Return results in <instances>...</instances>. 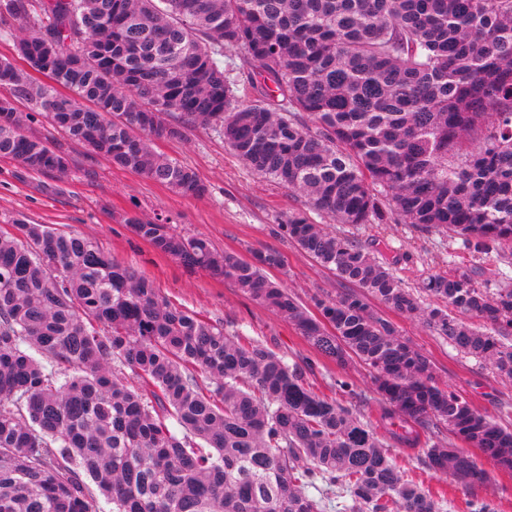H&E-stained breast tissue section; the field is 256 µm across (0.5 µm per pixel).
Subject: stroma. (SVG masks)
Returning <instances> with one entry per match:
<instances>
[{
  "label": "stroma",
  "instance_id": "1",
  "mask_svg": "<svg viewBox=\"0 0 512 512\" xmlns=\"http://www.w3.org/2000/svg\"><path fill=\"white\" fill-rule=\"evenodd\" d=\"M28 131L49 137L56 149L68 155L70 170L61 176L40 174L0 157V229L23 217L91 237L115 260L152 280L172 304L211 323L237 327L261 339L288 362L302 365L314 390H326L331 377L346 373L366 395L373 411L378 408V396L367 370L354 363L341 367L321 355L293 325L251 301L231 281L187 272L136 236L124 223V216L136 213L186 234L204 235L216 249L235 252L246 260L260 251H277L282 265L271 270V277L282 281L308 306L318 297L339 296L341 288L330 273L275 234L276 224L296 212L307 213L327 231L355 238L386 261L406 287L419 288L435 273L482 268L487 287L512 288V248L485 256L464 250L452 234L426 232L409 224L334 223L312 209L306 196L255 175L225 147L223 137L209 128L198 127L182 138L155 144L159 152L198 173L209 188L200 198L181 196L138 174L112 167L104 158L90 156L83 146L52 130L43 117H36ZM383 315L429 357L440 384L457 390L480 412L496 416L505 409L512 413V380L500 377L489 365L460 355L420 321L388 309ZM459 448L487 472V483L467 485L450 474H433L421 447L397 446L393 452L417 479L447 488L456 505L474 495L492 500L496 512H512V471L499 468L468 443H460Z\"/></svg>",
  "mask_w": 512,
  "mask_h": 512
}]
</instances>
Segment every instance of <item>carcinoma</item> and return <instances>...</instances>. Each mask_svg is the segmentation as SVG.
Here are the masks:
<instances>
[{
	"instance_id": "1",
	"label": "carcinoma",
	"mask_w": 512,
	"mask_h": 512,
	"mask_svg": "<svg viewBox=\"0 0 512 512\" xmlns=\"http://www.w3.org/2000/svg\"><path fill=\"white\" fill-rule=\"evenodd\" d=\"M0 17L38 28L17 40L29 69L0 59V155L30 171L69 168L26 134L38 114L113 166L201 197L196 171L153 141L210 126L338 224H412L477 254L512 246V0H0ZM226 50L274 86L252 82L240 103ZM125 223L321 355L367 367L379 418L347 379L316 393L298 364L171 304L92 239L15 219L0 233V512H323L334 496L342 512L453 509L380 426L425 445L437 472L484 474L454 439L512 469V431L439 384L371 305L512 379L511 288L465 272L407 288L357 240L291 213L275 232L349 288L314 314L268 276L277 252L248 261L136 214Z\"/></svg>"
}]
</instances>
